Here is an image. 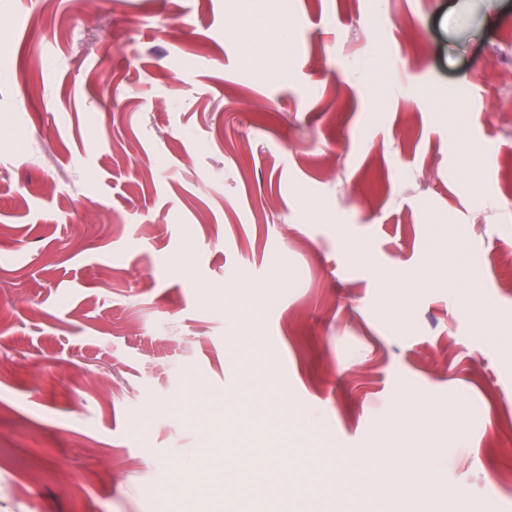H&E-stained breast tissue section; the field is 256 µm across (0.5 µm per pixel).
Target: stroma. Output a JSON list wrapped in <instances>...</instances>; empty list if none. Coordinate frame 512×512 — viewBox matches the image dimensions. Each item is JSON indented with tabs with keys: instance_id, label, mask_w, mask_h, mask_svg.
Here are the masks:
<instances>
[{
	"instance_id": "obj_1",
	"label": "stroma",
	"mask_w": 512,
	"mask_h": 512,
	"mask_svg": "<svg viewBox=\"0 0 512 512\" xmlns=\"http://www.w3.org/2000/svg\"><path fill=\"white\" fill-rule=\"evenodd\" d=\"M95 2L0 0V512H512V0ZM404 465L416 472V479L409 489L405 490L395 485L375 486L361 483L360 491L367 496L381 499L387 506L385 512H410L413 500L422 486L429 483L430 476L426 471L419 470L413 457H407Z\"/></svg>"
}]
</instances>
